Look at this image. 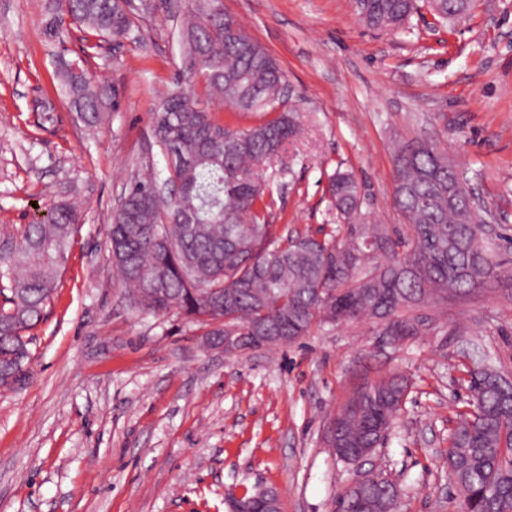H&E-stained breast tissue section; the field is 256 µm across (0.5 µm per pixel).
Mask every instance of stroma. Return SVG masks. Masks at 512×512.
Masks as SVG:
<instances>
[{"label": "stroma", "instance_id": "obj_1", "mask_svg": "<svg viewBox=\"0 0 512 512\" xmlns=\"http://www.w3.org/2000/svg\"><path fill=\"white\" fill-rule=\"evenodd\" d=\"M277 59L306 132L263 170L270 220L315 233L324 195L352 170L371 223L397 227L392 144L436 142L479 208L512 235V0H473L451 23L428 8L408 31L379 34L353 0H221ZM46 0H0V232L76 201L83 222L54 299L33 331L31 377L0 391V512H230L273 489L280 512H336L358 469L327 444L330 422L364 380L404 372L413 389L369 465L401 489L396 512H461L448 438L466 404L459 336H478L512 374V288L492 282L438 305L434 332L399 346L357 321L238 355L205 347L176 313L132 308L108 256V226L130 182L166 174L150 108L174 80L202 84L164 0L138 42L103 43L88 70L122 93L89 133L68 105L60 58L81 34L50 33ZM55 108L38 126L37 103Z\"/></svg>", "mask_w": 512, "mask_h": 512}]
</instances>
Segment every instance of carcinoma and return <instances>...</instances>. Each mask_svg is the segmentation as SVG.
<instances>
[{
    "label": "carcinoma",
    "instance_id": "cac0c4a2",
    "mask_svg": "<svg viewBox=\"0 0 512 512\" xmlns=\"http://www.w3.org/2000/svg\"><path fill=\"white\" fill-rule=\"evenodd\" d=\"M54 31L68 23L83 33L85 50L99 41L138 40L120 0H52ZM359 20L382 32L404 30L416 0H354ZM472 0H430L433 15L453 19ZM217 0H189L180 38L197 66L202 92L179 83L159 94L150 112L155 144L168 161L166 190L135 179L109 227V254L128 287L130 303L152 314L175 311L207 328L259 345L255 332L300 338L326 325L361 318L384 326L400 342L425 336L435 319L417 313L492 281L509 285L512 271L493 254L496 235L471 207L463 173L440 146L402 139L394 153L393 205L407 221L389 231L366 222L367 202L354 176L328 175L336 222L322 236L280 229L268 221L272 184L262 169L300 138L297 109L284 102L285 78L254 38L243 51L228 36ZM71 106L89 129L115 109L119 90L83 66L64 64ZM266 112L249 127L220 121L203 101ZM81 214L70 202L51 204L46 219L0 238V389L26 384L32 337L50 303ZM469 407L456 414L447 452L448 475L464 494L466 512H512V379L486 362L471 342ZM410 393L393 372L359 386L336 424L340 448H374ZM390 482L367 476L361 492L340 495V512H394Z\"/></svg>",
    "mask_w": 512,
    "mask_h": 512
}]
</instances>
